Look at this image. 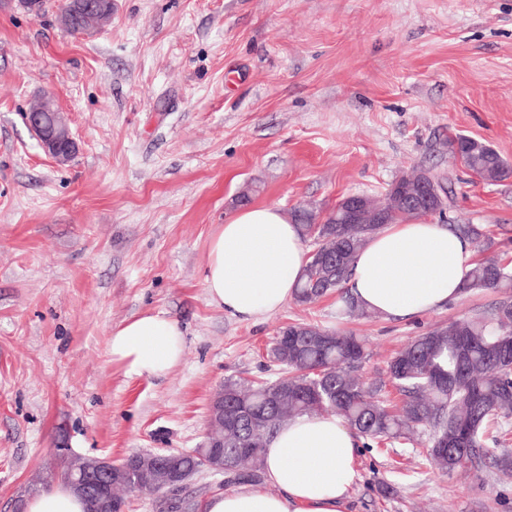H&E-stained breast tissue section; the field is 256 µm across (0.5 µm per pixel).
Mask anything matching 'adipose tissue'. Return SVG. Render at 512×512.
Instances as JSON below:
<instances>
[{
    "mask_svg": "<svg viewBox=\"0 0 512 512\" xmlns=\"http://www.w3.org/2000/svg\"><path fill=\"white\" fill-rule=\"evenodd\" d=\"M308 262L295 224L272 205L237 210L214 229L204 285L210 301L231 315L259 319L295 294ZM475 263L466 239L441 225L395 221L359 251L350 289L382 317H414L456 298ZM112 359L139 377L166 374L183 356L178 322L146 313L117 326ZM357 441L331 412L308 413L282 425L264 454L266 486L244 485L212 496L206 512H348ZM27 512H84L70 487L57 484L28 500Z\"/></svg>",
    "mask_w": 512,
    "mask_h": 512,
    "instance_id": "obj_1",
    "label": "adipose tissue"
}]
</instances>
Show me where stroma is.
<instances>
[{"label":"stroma","mask_w":512,"mask_h":512,"mask_svg":"<svg viewBox=\"0 0 512 512\" xmlns=\"http://www.w3.org/2000/svg\"><path fill=\"white\" fill-rule=\"evenodd\" d=\"M55 13L0 9V512L73 455L200 447L225 378H276L283 327L365 337L362 374L386 383L412 338L503 300L348 318L331 294L249 320L209 301L204 269L241 206L324 217L415 170L452 189L434 223L485 227L512 259V178L485 182L448 150L464 135L512 164V0H112L76 36ZM46 94L77 143L64 166L23 120ZM156 312L178 321L183 359L131 375L111 333ZM427 445L359 448L350 512H512V478L442 474Z\"/></svg>","instance_id":"1"}]
</instances>
